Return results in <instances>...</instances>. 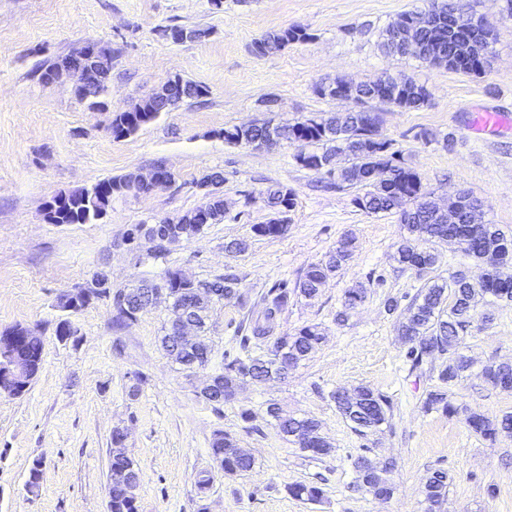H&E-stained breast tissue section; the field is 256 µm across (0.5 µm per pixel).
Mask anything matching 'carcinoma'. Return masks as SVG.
<instances>
[{
	"instance_id": "1",
	"label": "carcinoma",
	"mask_w": 512,
	"mask_h": 512,
	"mask_svg": "<svg viewBox=\"0 0 512 512\" xmlns=\"http://www.w3.org/2000/svg\"><path fill=\"white\" fill-rule=\"evenodd\" d=\"M456 0L432 3L424 13L429 15V25L409 35L414 47L388 38L382 44L387 56L413 57L425 63L431 62V52L439 47L448 56L445 66L450 70L484 75L491 69L493 51L491 32L480 24L484 43V63L467 65L469 57L466 43L448 39V30L436 36L437 24L447 25L448 8ZM311 38L307 29L291 26L273 30L255 43L259 55L278 51L289 44ZM171 89L168 100L158 99L156 94L128 109L112 113L110 130L112 137H127L143 124L169 111L184 99H195L206 94V89L179 76L169 79ZM358 104L364 106L378 101L403 109H417L428 103V89L414 77L400 73L385 75L369 83L357 85ZM271 135L281 137V142L302 148L296 161L304 168L320 173L336 175L334 185L341 189L358 190L353 204L368 214L397 213L402 233L396 242L394 259L404 270L414 272L423 285L410 299L397 328V341L405 350V359L411 368L420 369L428 363V352L436 349L446 361L433 374L437 385L423 401V409L440 411L450 417H463L466 427L486 441L493 442L501 433L512 432V414L492 421L451 398L450 390L470 371L473 361L461 352L464 337L473 327L478 304L491 298L497 302L512 303V275L504 270L512 267V235L496 224L485 220L481 204L467 194L455 212H443L436 208L430 193L425 189L419 174L409 166L393 141L367 129L364 112L353 109L331 115L313 116L293 124H274L264 121L256 125H234L224 128V143L243 146ZM134 181L128 174L103 180L90 190L78 189L54 196L47 205L51 210L46 217L51 224H89L97 210H107L112 199L130 194ZM263 195L271 210V217L264 224L252 225L258 237L276 239L288 232L289 214L296 207V194L280 184H271ZM224 218V196L220 193L204 195V202L188 211L170 225V230L160 228L156 251L164 250L173 237L191 238L209 224H217ZM458 242L462 253L483 269L482 278L473 283L466 274L457 270L444 278L435 274L437 254L431 244ZM354 238L346 235L323 259L307 265L301 276L288 287V281L280 280L261 296L257 314L237 328L238 349L224 351V367L214 374L216 386L209 392H201L199 399L219 412L224 403L233 400L248 384H258L281 377V366L289 363L298 367L311 353L319 349L325 336L319 326L305 325L293 333L277 331L281 316L288 304L296 297L314 299L321 286L348 265L353 252ZM239 278L234 275L218 276L210 280L185 282L177 270L165 271L158 282L143 283L136 288H106L94 298L112 300V324L125 326L137 319L148 306L149 296L159 294L169 306L181 309L194 318L197 328L196 341L190 345H177L170 332H165L161 343L167 354L183 370L192 372L211 360L212 349L205 340L209 310L212 305L242 301L238 288ZM366 298V285L358 283L344 293L342 309L336 314V322L348 320L349 311ZM58 307L71 314L87 307L80 296L65 292L59 296ZM13 337L8 343L9 360L23 362L31 376H37L43 361L42 337L21 325L0 332V337ZM485 381L502 391H512V360L489 362L482 367ZM331 400L351 428L361 437L381 432L390 426L392 403L388 396L369 387L360 386L351 392L341 389L330 393ZM270 424L278 433L298 445L308 457L327 456L331 444L321 434L318 420L312 417H296L281 407L271 404L266 409ZM124 439L123 430H112V452L107 487V512H138L136 490L140 483V471L134 460L118 449ZM213 470L199 474L196 486L204 494L210 489L217 474L234 476L250 471L255 459L239 448L236 438L223 430L215 431L211 443ZM43 477L42 462L32 461L25 490L35 493ZM448 474L435 470L425 478L422 494L427 512H442L448 498ZM357 488L375 498L389 497L394 487L377 468L371 472L357 473ZM295 499L318 501L324 490L316 484L295 483L288 487Z\"/></svg>"
}]
</instances>
